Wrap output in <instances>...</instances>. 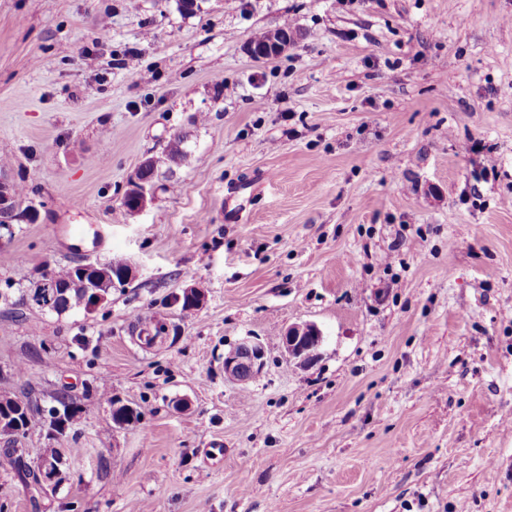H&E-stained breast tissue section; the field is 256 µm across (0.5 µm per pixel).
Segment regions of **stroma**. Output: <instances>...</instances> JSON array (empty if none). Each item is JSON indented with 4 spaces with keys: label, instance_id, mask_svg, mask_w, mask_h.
Instances as JSON below:
<instances>
[{
    "label": "stroma",
    "instance_id": "obj_1",
    "mask_svg": "<svg viewBox=\"0 0 512 512\" xmlns=\"http://www.w3.org/2000/svg\"><path fill=\"white\" fill-rule=\"evenodd\" d=\"M287 24V53H249ZM511 83L512 0H0V158L38 210L0 242V292L136 270L89 313L0 300L28 462L41 404L82 408L38 503L0 454V512H512ZM145 314L169 327L149 348ZM299 323L323 336L305 367L280 342ZM248 336L265 366L239 385ZM115 397L139 413L118 430ZM137 172L138 170L136 171L135 175L130 179L128 189L135 188L133 185L134 183L139 185V187L136 188L138 192L135 195V204L137 207V211L143 212L147 208V206L153 202L154 196L151 189H148L147 186L143 184L142 181L138 180ZM123 203L129 215H135L138 213L129 195L125 198ZM264 358L262 342L251 336L245 337L224 354V377L231 382L244 384L261 372Z\"/></svg>",
    "mask_w": 512,
    "mask_h": 512
}]
</instances>
